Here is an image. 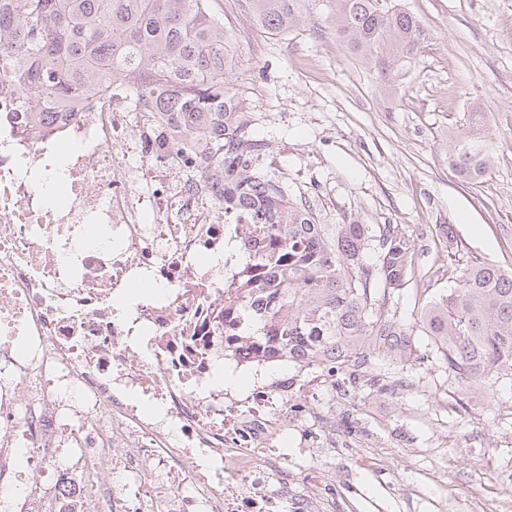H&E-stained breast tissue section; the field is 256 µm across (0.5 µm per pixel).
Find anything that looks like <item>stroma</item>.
I'll list each match as a JSON object with an SVG mask.
<instances>
[{
    "instance_id": "35a3bbf8",
    "label": "stroma",
    "mask_w": 512,
    "mask_h": 512,
    "mask_svg": "<svg viewBox=\"0 0 512 512\" xmlns=\"http://www.w3.org/2000/svg\"><path fill=\"white\" fill-rule=\"evenodd\" d=\"M431 38L393 91L336 38L323 0L272 36L247 0H212L234 32L230 79L257 119L266 160L324 223L395 224L415 244L398 312L415 324L458 269L512 270V0H399ZM488 112L505 142L492 175L466 185L443 162L464 112ZM453 227L452 236L441 232ZM417 359L318 377L309 408L288 426V485L328 512H512V376L463 388L416 335ZM319 468L323 483H306Z\"/></svg>"
}]
</instances>
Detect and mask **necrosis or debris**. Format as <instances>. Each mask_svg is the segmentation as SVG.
<instances>
[{
	"label": "necrosis or debris",
	"mask_w": 512,
	"mask_h": 512,
	"mask_svg": "<svg viewBox=\"0 0 512 512\" xmlns=\"http://www.w3.org/2000/svg\"><path fill=\"white\" fill-rule=\"evenodd\" d=\"M139 110L89 94L33 133L0 89V512H315L288 492L297 380L210 384L281 359L225 297L272 241Z\"/></svg>",
	"instance_id": "1"
}]
</instances>
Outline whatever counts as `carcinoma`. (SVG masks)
I'll list each match as a JSON object with an SVG mask.
<instances>
[{"label":"carcinoma","instance_id":"1","mask_svg":"<svg viewBox=\"0 0 512 512\" xmlns=\"http://www.w3.org/2000/svg\"><path fill=\"white\" fill-rule=\"evenodd\" d=\"M212 0H0V86L9 87L37 130L51 109L121 83L145 113L200 148L222 178L226 208L263 213L277 244L246 261L268 265L271 312L253 315L251 289L237 288L244 330L270 341L296 369L332 373L348 364L409 359L413 329L389 306L415 266V246L396 224H325L309 198L264 162L245 100L228 81L233 35ZM254 18L278 36L299 23L308 0H250ZM336 38L391 90L415 67L429 30L395 0H329ZM496 145L488 113L465 115L448 135L444 163L459 181L491 174ZM450 374L464 387L512 375V273L489 263L461 269L418 318Z\"/></svg>","mask_w":512,"mask_h":512}]
</instances>
